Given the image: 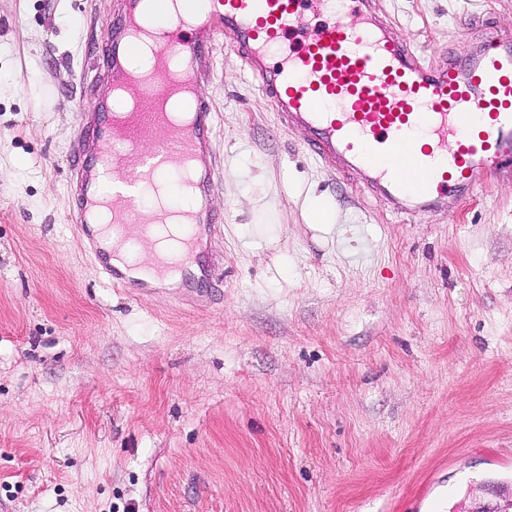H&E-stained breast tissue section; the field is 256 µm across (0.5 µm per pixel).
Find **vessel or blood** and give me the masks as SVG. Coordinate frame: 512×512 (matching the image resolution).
<instances>
[{
  "label": "vessel or blood",
  "mask_w": 512,
  "mask_h": 512,
  "mask_svg": "<svg viewBox=\"0 0 512 512\" xmlns=\"http://www.w3.org/2000/svg\"><path fill=\"white\" fill-rule=\"evenodd\" d=\"M121 2L100 76L139 107L94 106L85 115L89 139L72 155L75 227L113 287L132 278L94 227L99 208L126 239L149 241L173 215L156 200L159 188L176 183L194 197L177 247L154 257L161 278L202 266L224 221L209 205L218 183L214 112L194 100L184 127L164 109L179 95L172 64L196 85L220 34L312 155L397 208H430L512 176V36L490 33L471 57L428 61L394 37L376 0H207L164 17L151 69L139 76L128 59L142 0ZM112 145L118 153L106 156Z\"/></svg>",
  "instance_id": "1"
}]
</instances>
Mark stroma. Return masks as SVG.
<instances>
[{"label":"stroma","instance_id":"obj_1","mask_svg":"<svg viewBox=\"0 0 512 512\" xmlns=\"http://www.w3.org/2000/svg\"><path fill=\"white\" fill-rule=\"evenodd\" d=\"M118 0H0V512H468L512 489V178L412 214L311 157L225 42L217 279L121 289L71 228ZM464 56L512 0H381ZM335 229L310 228V197Z\"/></svg>","mask_w":512,"mask_h":512}]
</instances>
